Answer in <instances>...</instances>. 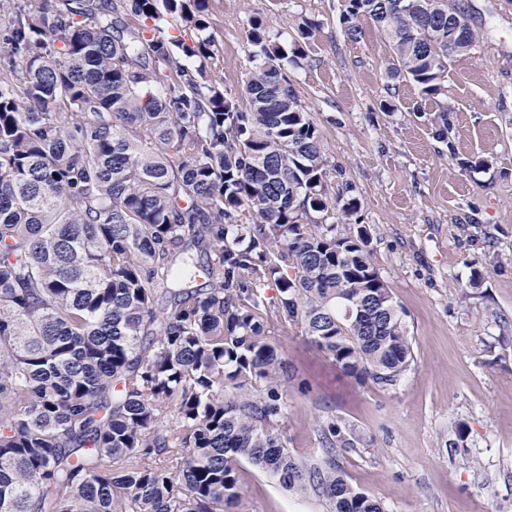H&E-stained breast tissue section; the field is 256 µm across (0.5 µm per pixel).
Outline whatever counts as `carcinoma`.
Instances as JSON below:
<instances>
[{"instance_id": "1", "label": "carcinoma", "mask_w": 512, "mask_h": 512, "mask_svg": "<svg viewBox=\"0 0 512 512\" xmlns=\"http://www.w3.org/2000/svg\"><path fill=\"white\" fill-rule=\"evenodd\" d=\"M207 2L0 0V512H235L244 461L330 512H385L336 465L338 424L312 462L280 430L269 314L359 381L413 361L286 73L313 27L289 53L250 20L242 110L210 75ZM365 18L387 76L427 96L482 38L456 0H344L349 38Z\"/></svg>"}]
</instances>
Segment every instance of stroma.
<instances>
[{
    "mask_svg": "<svg viewBox=\"0 0 512 512\" xmlns=\"http://www.w3.org/2000/svg\"><path fill=\"white\" fill-rule=\"evenodd\" d=\"M465 2L483 38L430 97L387 77L390 47L372 20L360 39L345 35L342 0L208 2L216 74L235 91L250 19L317 26L290 80L336 168L333 191L361 204L414 361L382 387L344 375L294 327L272 319L266 332L295 369L281 421L290 451L322 456L319 428L338 422L354 445L337 464L386 512H512V0ZM443 110L446 143L429 123ZM238 477L241 512H329L250 464Z\"/></svg>",
    "mask_w": 512,
    "mask_h": 512,
    "instance_id": "35a3bbf8",
    "label": "stroma"
}]
</instances>
